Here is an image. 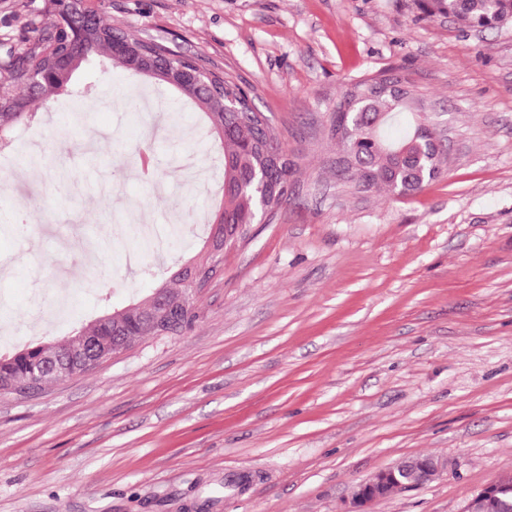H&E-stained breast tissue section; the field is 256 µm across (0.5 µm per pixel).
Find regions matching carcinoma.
<instances>
[{"instance_id": "cac0c4a2", "label": "carcinoma", "mask_w": 512, "mask_h": 512, "mask_svg": "<svg viewBox=\"0 0 512 512\" xmlns=\"http://www.w3.org/2000/svg\"><path fill=\"white\" fill-rule=\"evenodd\" d=\"M56 17L52 32L34 41H26L0 65V80L22 90L13 97L0 96V145L15 141L16 129L33 126L36 101L69 90L75 74L70 62L84 54L95 61L105 73L113 68L128 70L125 50L136 48L153 65L162 70L183 68L203 81L199 91L207 103L201 107L192 97L182 100L202 112L209 131L220 141L223 155V198L213 218L215 224H228L237 234L243 226L256 224L262 214L259 177L270 171V183L265 204L277 206L285 198L294 174V163L288 160L271 129L264 125L248 93L223 77L201 70L193 60L181 58L159 42L151 44L137 39L106 22L97 11L86 5L81 13L72 9L71 0H49ZM429 17L452 16L462 27L494 28L512 22V0H417ZM98 84L91 82L75 91V99L88 111L100 104ZM404 104L392 94L374 89L370 82L356 83L342 93L333 116V132L340 148L341 164L336 170L341 180L361 191L381 190L407 195L422 189L443 170L445 153L430 139L421 138L412 144L417 127L405 121ZM403 125L400 135L390 138L385 129ZM134 317L121 324L101 316L73 330L79 337L71 345L72 353L59 355V350L47 351L45 342L29 344L7 353L0 352V390H24L38 381L46 384L56 377L44 372L35 376L34 367L52 359L77 367L80 357L91 352L90 341H100L112 350L116 336L133 343L148 334L146 319L159 306L161 299L149 295L138 300ZM200 318L195 303L187 304L173 316L169 335L180 336L194 328ZM430 459L423 455L414 463L405 464L401 483H392L389 491H403L419 485V469Z\"/></svg>"}]
</instances>
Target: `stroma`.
Returning <instances> with one entry per match:
<instances>
[{
	"instance_id": "stroma-1",
	"label": "stroma",
	"mask_w": 512,
	"mask_h": 512,
	"mask_svg": "<svg viewBox=\"0 0 512 512\" xmlns=\"http://www.w3.org/2000/svg\"><path fill=\"white\" fill-rule=\"evenodd\" d=\"M246 87L296 165L286 202L225 250L181 336H150L29 399L0 397V512H350L356 484L419 455L433 481L367 512H461L512 477V23L414 0H93ZM45 0H0V63L48 32ZM392 74L442 141L409 195L336 178L345 87ZM78 121L61 95L0 164V326L14 349L151 294L192 257L222 182L197 110L115 68ZM64 167L67 184L55 182ZM181 227L178 236L170 225ZM97 273L105 286L78 289Z\"/></svg>"
}]
</instances>
